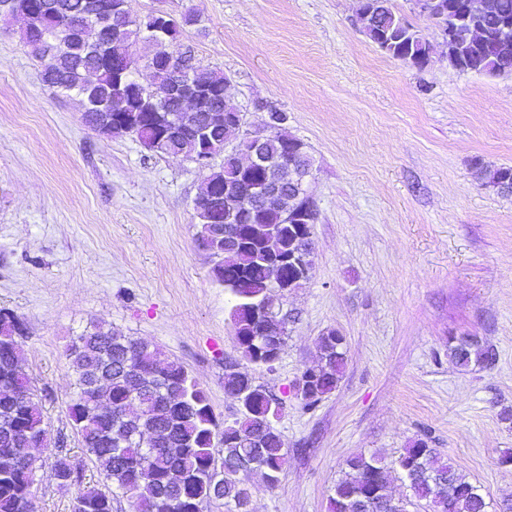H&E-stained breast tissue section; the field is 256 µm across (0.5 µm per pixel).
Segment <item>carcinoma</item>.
Instances as JSON below:
<instances>
[{"label":"carcinoma","mask_w":512,"mask_h":512,"mask_svg":"<svg viewBox=\"0 0 512 512\" xmlns=\"http://www.w3.org/2000/svg\"><path fill=\"white\" fill-rule=\"evenodd\" d=\"M98 0H0V16H22L31 6L49 14L50 25L40 30L30 25L21 40L31 55L44 61L42 81L49 87L72 92L92 104L84 111L124 114L122 123L100 122L99 134L116 136L139 127L138 140L150 152L171 158L192 159L200 142L193 128L206 130L208 142L222 158L204 180L198 203L210 204L213 223L199 225L196 241L204 242L214 258L215 278L233 292L230 317L241 358L259 367L274 363L271 350L284 349L287 321L273 305L276 283L271 278V253L286 254L298 247V229L285 223L284 212L264 203L252 209L250 224L237 226L240 242L224 246V226L229 213L217 198L221 184L237 175L225 154L224 126L208 122L211 112L237 113L224 94V72L194 67L196 83L210 91L205 110L185 112L186 130L177 139L154 143L147 114L123 112L124 88L112 77L108 61L129 54L135 65L157 62L162 38L148 19L126 22L120 37L112 38V18L91 15ZM494 11L483 20L491 31L504 19L512 20V0H494ZM360 8L371 12L375 26L365 31L369 40L390 57L417 68L429 59V45L393 8L391 0H363ZM459 54L449 59L463 71L489 75L512 72V48L499 51L490 45L470 44L458 34ZM280 131L265 143L268 155L282 152L294 139L283 124L287 115L268 111ZM475 178L483 186L512 193V167L491 169L474 164ZM26 324L12 310L0 308V512H37L33 485L39 457L32 453L48 441L42 409L36 400L21 352ZM457 367L492 360L489 347L475 336L449 346ZM319 360L311 375L305 405L313 406L333 392L346 365L345 338L329 329L318 340ZM75 373V392L68 415L90 460L102 470L105 482L77 490L71 512H112V488L123 492L135 512H205L213 499L224 500L227 512H251L250 494L234 476L216 467V445L224 462L245 463L258 470L269 487H275L288 463V449L274 426L280 402L267 388L255 384L248 409L230 422H219L201 383L174 360L162 358L159 349L112 331L98 322L66 348ZM239 362L224 366V389H241ZM344 476L329 499L330 512H345V503L366 487L374 495L371 512H406V503L389 492L392 473L405 479L412 495L426 502L432 512H486L487 503L474 484L450 460L418 438L395 459L387 462L373 453L346 460ZM55 476L62 487L81 483V465L67 456L57 457Z\"/></svg>","instance_id":"1"}]
</instances>
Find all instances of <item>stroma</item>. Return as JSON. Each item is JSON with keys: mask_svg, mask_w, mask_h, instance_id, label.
<instances>
[{"mask_svg": "<svg viewBox=\"0 0 512 512\" xmlns=\"http://www.w3.org/2000/svg\"><path fill=\"white\" fill-rule=\"evenodd\" d=\"M393 4L429 42L426 67L380 51L356 0H127L136 19L199 13L183 40L198 65L224 71L244 115L227 148L263 129L270 102L314 160L313 274L277 301L288 339L272 368L241 365L281 401L288 450L277 487L245 475L253 512H328L349 457L391 460L422 437L482 487L488 512H512V465L500 462L512 450L501 418L512 410V194L473 175L478 162L512 166V74L455 69L440 29L412 0ZM23 25L0 21V307L27 325L48 427L37 510L71 512L57 451L80 463L84 485L104 480L68 415L75 336L103 321L158 347L223 420L236 412L224 364L239 352L233 298L195 243L204 172L86 128L78 100L41 83ZM330 329L346 340L345 371L308 408L293 386ZM464 336L493 363L458 371L448 342Z\"/></svg>", "mask_w": 512, "mask_h": 512, "instance_id": "1", "label": "stroma"}]
</instances>
